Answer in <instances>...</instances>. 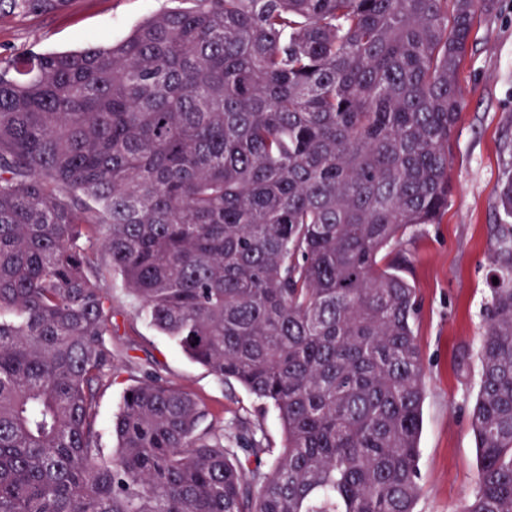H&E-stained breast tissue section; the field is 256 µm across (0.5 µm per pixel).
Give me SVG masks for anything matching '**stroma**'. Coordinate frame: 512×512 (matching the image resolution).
I'll return each instance as SVG.
<instances>
[{
  "label": "stroma",
  "mask_w": 512,
  "mask_h": 512,
  "mask_svg": "<svg viewBox=\"0 0 512 512\" xmlns=\"http://www.w3.org/2000/svg\"><path fill=\"white\" fill-rule=\"evenodd\" d=\"M170 6L171 0H71L58 13L5 17L0 19V55L33 47L75 49L94 36L117 41ZM457 83L462 111L452 144L448 210L441 223L413 227L400 246L408 259L402 274L419 303L414 330L426 384L418 512H462L475 488L478 462L470 410L489 263L497 245L503 149L512 145V0H493L490 11L476 16ZM109 287L118 312L114 347L138 365H157L168 381L202 400L214 418L228 424L249 419L262 428L271 447L281 446L274 410L260 411L256 399L237 383L218 382L137 315L119 281H110ZM131 382L130 372L124 371L98 391L102 447L112 445V418Z\"/></svg>",
  "instance_id": "stroma-1"
}]
</instances>
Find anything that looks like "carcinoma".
Instances as JSON below:
<instances>
[{
  "label": "carcinoma",
  "mask_w": 512,
  "mask_h": 512,
  "mask_svg": "<svg viewBox=\"0 0 512 512\" xmlns=\"http://www.w3.org/2000/svg\"><path fill=\"white\" fill-rule=\"evenodd\" d=\"M70 0H0V17ZM491 0H177L0 56V512H417L424 366L396 251L448 209L457 71ZM463 512H512V149ZM150 324L278 416L123 367L97 253ZM395 252L388 262L384 253Z\"/></svg>",
  "instance_id": "carcinoma-1"
}]
</instances>
